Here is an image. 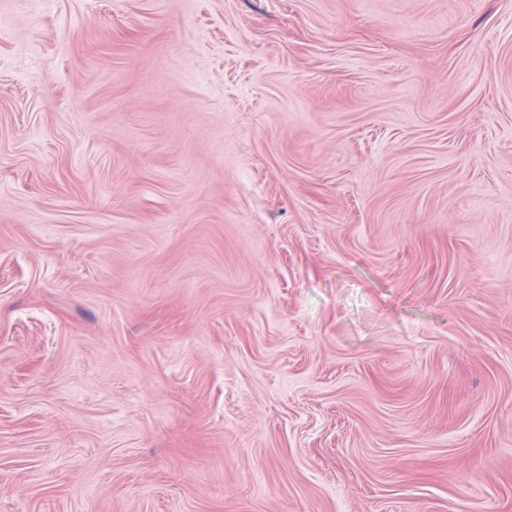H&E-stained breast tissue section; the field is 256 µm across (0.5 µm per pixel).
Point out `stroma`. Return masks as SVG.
I'll return each mask as SVG.
<instances>
[{
  "label": "stroma",
  "instance_id": "35a3bbf8",
  "mask_svg": "<svg viewBox=\"0 0 512 512\" xmlns=\"http://www.w3.org/2000/svg\"><path fill=\"white\" fill-rule=\"evenodd\" d=\"M0 512H512V0H0Z\"/></svg>",
  "mask_w": 512,
  "mask_h": 512
}]
</instances>
